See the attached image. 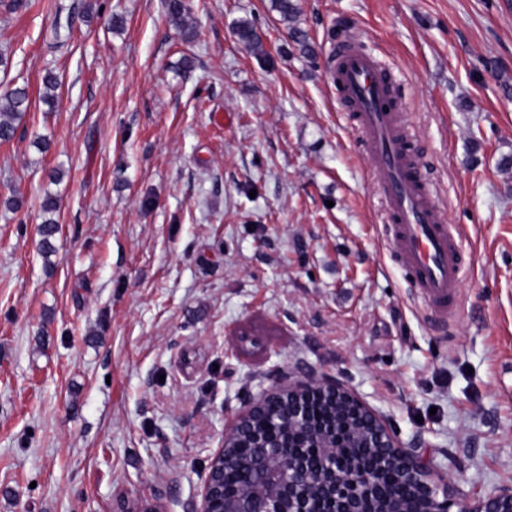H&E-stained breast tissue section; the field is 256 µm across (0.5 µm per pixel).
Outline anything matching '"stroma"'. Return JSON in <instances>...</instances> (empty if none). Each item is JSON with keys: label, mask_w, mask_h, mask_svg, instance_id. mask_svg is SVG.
Masks as SVG:
<instances>
[{"label": "stroma", "mask_w": 512, "mask_h": 512, "mask_svg": "<svg viewBox=\"0 0 512 512\" xmlns=\"http://www.w3.org/2000/svg\"><path fill=\"white\" fill-rule=\"evenodd\" d=\"M188 4L189 41L164 0L0 8V83L31 102L0 144V512H193L225 418L310 372L420 442L460 498L512 483V0H299L309 55L269 0ZM346 36L394 72L446 200L465 265L447 325L389 249L329 79ZM235 33L243 46L255 55L264 53L262 40L254 25L248 20H239L235 25ZM55 211V204L52 198H46L42 206L43 221L40 226L42 236V251L44 255L55 253L56 248L54 240L58 233L59 226L57 220L50 216Z\"/></svg>", "instance_id": "35a3bbf8"}]
</instances>
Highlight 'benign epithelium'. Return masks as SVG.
Here are the masks:
<instances>
[{
	"mask_svg": "<svg viewBox=\"0 0 512 512\" xmlns=\"http://www.w3.org/2000/svg\"><path fill=\"white\" fill-rule=\"evenodd\" d=\"M321 401L351 410L359 419L348 429L349 439L383 450L382 458L401 483L426 501L427 512H512V484L497 487L473 505L452 498L448 478L434 459L418 446L402 441L390 422L372 409L352 388L332 377L304 376L286 384L259 388L248 405L224 425L221 448L211 457L195 512H369L373 474L349 465L336 449V434L309 421V406ZM276 421L280 434L267 438L263 430ZM302 447L329 462L322 473L296 458L295 437ZM252 448L248 459L238 449ZM244 464L248 481L224 488L228 466Z\"/></svg>",
	"mask_w": 512,
	"mask_h": 512,
	"instance_id": "obj_1",
	"label": "benign epithelium"
}]
</instances>
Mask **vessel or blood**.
<instances>
[{
    "label": "vessel or blood",
    "mask_w": 512,
    "mask_h": 512,
    "mask_svg": "<svg viewBox=\"0 0 512 512\" xmlns=\"http://www.w3.org/2000/svg\"><path fill=\"white\" fill-rule=\"evenodd\" d=\"M329 57L332 79L364 139L391 250L409 270L420 300L446 321L459 293L460 246L444 220L438 190L408 148L404 104L391 74L356 41L335 43Z\"/></svg>",
    "instance_id": "1"
}]
</instances>
